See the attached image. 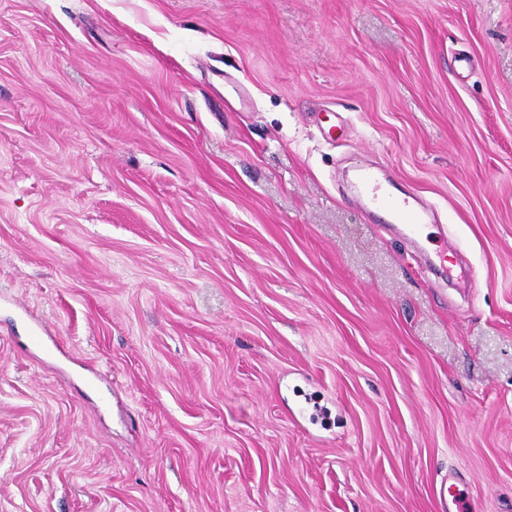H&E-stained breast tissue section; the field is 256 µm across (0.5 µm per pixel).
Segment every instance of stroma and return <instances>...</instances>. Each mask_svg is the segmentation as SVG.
Returning a JSON list of instances; mask_svg holds the SVG:
<instances>
[{"instance_id":"1","label":"stroma","mask_w":512,"mask_h":512,"mask_svg":"<svg viewBox=\"0 0 512 512\" xmlns=\"http://www.w3.org/2000/svg\"><path fill=\"white\" fill-rule=\"evenodd\" d=\"M451 474L512 512V0H0V512ZM371 191L374 204L385 211L394 220L404 222L405 224L414 223V213L408 208L404 200L391 197L378 185H374Z\"/></svg>"}]
</instances>
